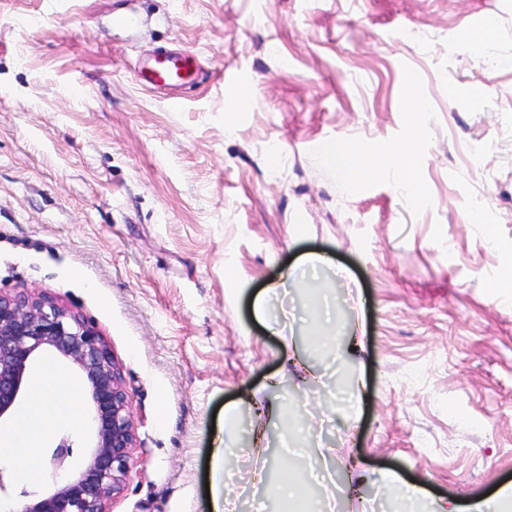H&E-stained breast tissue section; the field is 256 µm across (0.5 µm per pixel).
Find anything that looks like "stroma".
Wrapping results in <instances>:
<instances>
[{
	"label": "stroma",
	"instance_id": "stroma-1",
	"mask_svg": "<svg viewBox=\"0 0 512 512\" xmlns=\"http://www.w3.org/2000/svg\"><path fill=\"white\" fill-rule=\"evenodd\" d=\"M168 44L206 73L178 106L131 76ZM341 140L380 174L338 170ZM406 142L422 206L389 165ZM510 243L512 0H0V289L52 294L121 361L137 436L112 512H212L228 409L238 512H283L277 470L323 459L335 512H386L391 475L463 508L512 484V301L490 291ZM311 255L361 348L304 373L288 344L316 303L284 274Z\"/></svg>",
	"mask_w": 512,
	"mask_h": 512
}]
</instances>
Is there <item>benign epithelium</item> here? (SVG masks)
I'll list each match as a JSON object with an SVG mask.
<instances>
[{
	"mask_svg": "<svg viewBox=\"0 0 512 512\" xmlns=\"http://www.w3.org/2000/svg\"><path fill=\"white\" fill-rule=\"evenodd\" d=\"M53 354L82 381L92 441L77 460L63 436L44 462L49 482L5 512H112L131 470L135 426L122 368L97 327L43 291H0V423L27 394L37 359Z\"/></svg>",
	"mask_w": 512,
	"mask_h": 512,
	"instance_id": "obj_1",
	"label": "benign epithelium"
}]
</instances>
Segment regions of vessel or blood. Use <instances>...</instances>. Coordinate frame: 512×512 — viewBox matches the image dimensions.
I'll return each instance as SVG.
<instances>
[{
  "label": "vessel or blood",
  "mask_w": 512,
  "mask_h": 512,
  "mask_svg": "<svg viewBox=\"0 0 512 512\" xmlns=\"http://www.w3.org/2000/svg\"><path fill=\"white\" fill-rule=\"evenodd\" d=\"M132 75L144 89L167 91L171 105H181L179 89L197 84L200 67L197 56L184 48H158L139 56Z\"/></svg>",
  "instance_id": "obj_1"
}]
</instances>
